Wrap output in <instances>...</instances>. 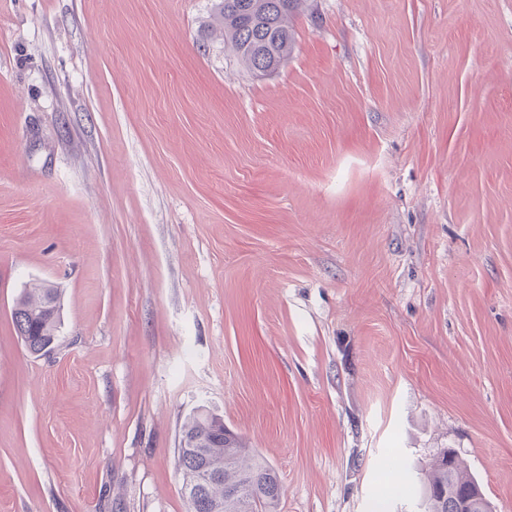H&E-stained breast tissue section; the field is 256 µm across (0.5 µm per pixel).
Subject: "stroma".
Wrapping results in <instances>:
<instances>
[{
  "label": "stroma",
  "mask_w": 512,
  "mask_h": 512,
  "mask_svg": "<svg viewBox=\"0 0 512 512\" xmlns=\"http://www.w3.org/2000/svg\"><path fill=\"white\" fill-rule=\"evenodd\" d=\"M0 0V512H186L207 410L280 512H512V0ZM57 288L52 352L12 321ZM303 0H222L224 43L249 70L278 69L294 43L291 18ZM448 455L456 456L453 451H445L425 475V512H455L448 499L454 488L448 483L453 484L460 494L470 487L469 495L463 498L461 511L458 512H492L490 503L468 473L464 462L458 456L448 462Z\"/></svg>",
  "instance_id": "stroma-1"
}]
</instances>
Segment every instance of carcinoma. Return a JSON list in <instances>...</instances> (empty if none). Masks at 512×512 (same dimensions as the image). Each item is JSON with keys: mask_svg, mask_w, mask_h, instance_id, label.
Returning a JSON list of instances; mask_svg holds the SVG:
<instances>
[{"mask_svg": "<svg viewBox=\"0 0 512 512\" xmlns=\"http://www.w3.org/2000/svg\"><path fill=\"white\" fill-rule=\"evenodd\" d=\"M302 0H221L224 42L252 71L274 70L287 62L294 43L291 18ZM57 289L35 284L23 292L12 320L25 346L41 354L55 343L60 325ZM177 470L187 512H278L281 483L277 472L251 455L245 440L224 420L199 412L183 424ZM474 479L460 458L443 453L424 478L425 512H454L448 484L458 492Z\"/></svg>", "mask_w": 512, "mask_h": 512, "instance_id": "cac0c4a2", "label": "carcinoma"}]
</instances>
